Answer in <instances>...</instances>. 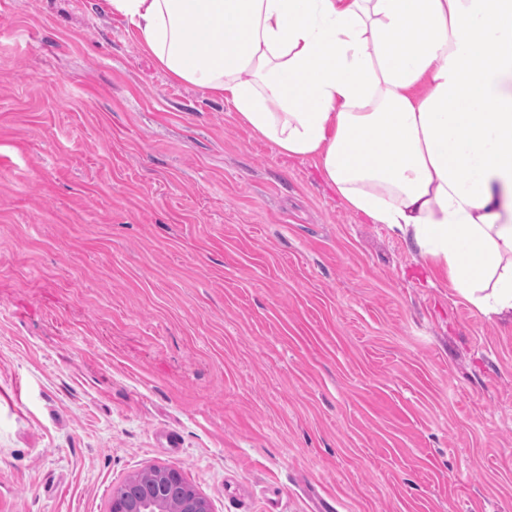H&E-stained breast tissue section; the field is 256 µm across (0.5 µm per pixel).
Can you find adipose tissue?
<instances>
[{
  "mask_svg": "<svg viewBox=\"0 0 512 512\" xmlns=\"http://www.w3.org/2000/svg\"><path fill=\"white\" fill-rule=\"evenodd\" d=\"M343 203L512 318V0H107Z\"/></svg>",
  "mask_w": 512,
  "mask_h": 512,
  "instance_id": "adipose-tissue-1",
  "label": "adipose tissue"
}]
</instances>
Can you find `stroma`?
<instances>
[{"label": "stroma", "mask_w": 512, "mask_h": 512, "mask_svg": "<svg viewBox=\"0 0 512 512\" xmlns=\"http://www.w3.org/2000/svg\"><path fill=\"white\" fill-rule=\"evenodd\" d=\"M150 466L210 512H512V321L105 0H0V512Z\"/></svg>", "instance_id": "1"}]
</instances>
